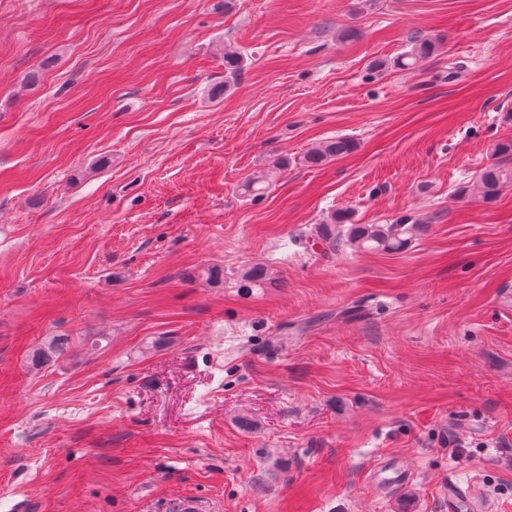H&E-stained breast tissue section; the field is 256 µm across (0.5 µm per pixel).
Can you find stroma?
Listing matches in <instances>:
<instances>
[{
    "label": "stroma",
    "instance_id": "35a3bbf8",
    "mask_svg": "<svg viewBox=\"0 0 512 512\" xmlns=\"http://www.w3.org/2000/svg\"><path fill=\"white\" fill-rule=\"evenodd\" d=\"M505 140L512 0H0V512H512ZM337 209L424 229L299 244ZM437 44L429 38L416 36L410 49L401 53L393 60V67L408 73L417 71L422 63L437 51ZM352 140L345 137H336L323 141L311 148L306 161L310 166H322L331 160L341 158L353 150ZM507 180H512L511 173H507L496 164L489 165L480 173L474 184L473 193L482 201H492L499 196ZM271 272L264 265H255L245 270L238 280L241 288H265L272 283Z\"/></svg>",
    "mask_w": 512,
    "mask_h": 512
}]
</instances>
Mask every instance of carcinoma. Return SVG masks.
Masks as SVG:
<instances>
[{"label": "carcinoma", "mask_w": 512, "mask_h": 512, "mask_svg": "<svg viewBox=\"0 0 512 512\" xmlns=\"http://www.w3.org/2000/svg\"><path fill=\"white\" fill-rule=\"evenodd\" d=\"M437 51V44L429 38L417 36L412 40L410 49L393 60V67L408 73L417 71L422 63ZM245 66V60L239 51L224 50V67L236 74ZM352 140L336 137L323 141L311 148L306 161L309 165L322 166L327 162L341 158L353 150ZM512 180V174L492 164L480 173L473 187V193L483 201L496 199L503 184ZM420 223L411 215H401L391 224H356L347 209L335 210L325 223L317 224L305 238V244L323 246L324 250H336L349 243L364 251L399 252L407 248L419 230ZM242 288H265L272 283L271 272L264 265H255L245 270L239 278ZM66 350L64 342L53 338L35 349L32 363L41 365L53 357L60 356Z\"/></svg>", "instance_id": "carcinoma-1"}]
</instances>
